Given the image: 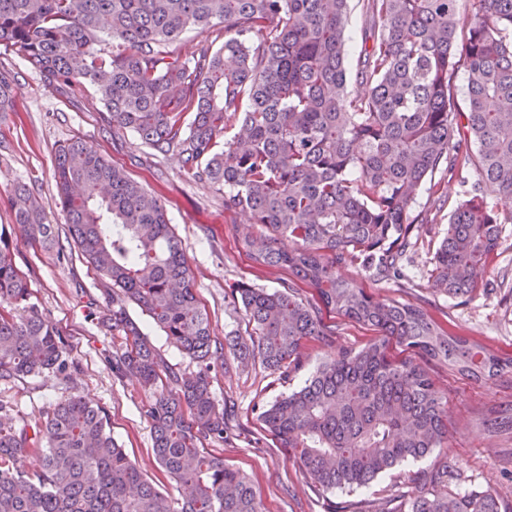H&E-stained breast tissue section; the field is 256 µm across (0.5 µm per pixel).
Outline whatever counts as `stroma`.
Returning <instances> with one entry per match:
<instances>
[{"label":"stroma","mask_w":512,"mask_h":512,"mask_svg":"<svg viewBox=\"0 0 512 512\" xmlns=\"http://www.w3.org/2000/svg\"><path fill=\"white\" fill-rule=\"evenodd\" d=\"M0 71L15 77L13 105L0 112V225L10 227L15 263L30 284L34 303L67 336L73 361L64 375L50 373L0 384V400L34 421L46 418L62 398L84 397L106 412L113 437L143 475L169 499H180V489L162 476L152 452V426L143 411L146 393L134 377L119 379L112 374V355L125 348L126 340L106 320L108 282L81 257L58 204L54 166L59 146L82 139L161 199L217 343L249 329L232 298L238 283L274 291L292 276L287 269L252 261L240 247L238 235L249 215L226 211L222 190L185 177L177 153H156L136 133L110 127L92 86H46L38 72L11 54H0ZM477 180L473 168L463 177L442 180L448 199L440 209L428 187L419 190L414 209L428 213L431 222L414 231L415 245L403 258L409 285L393 277H373L357 264L343 266L342 272L375 298L416 304L448 333L512 355V223L504 225V242L491 256L484 282L471 297L451 298L434 285L432 259L453 206ZM19 183L30 188L48 222L55 224L58 248L47 250L30 243L25 229L15 224L6 198ZM128 313L173 371L193 370V363L139 307L129 305ZM320 317L322 337L304 343L301 367L288 379L257 361L241 365L229 351H222L211 371V387L224 410L225 434L223 441L209 443L208 448L222 455L227 466L248 475L264 512H339L346 506L358 512L364 503L371 512H383L388 496L404 499L410 494L408 473L432 466L435 457L403 464L350 492L322 491L289 461L258 418L261 407L303 386L337 348L357 351L380 337L376 329L335 313L324 310ZM427 369L448 395V451L464 471L465 488H495L512 512V440L489 435L481 425L489 411L512 402V374L485 383L442 363H428Z\"/></svg>","instance_id":"obj_1"}]
</instances>
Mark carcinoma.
Returning a JSON list of instances; mask_svg holds the SVG:
<instances>
[{
  "label": "carcinoma",
  "instance_id": "obj_1",
  "mask_svg": "<svg viewBox=\"0 0 512 512\" xmlns=\"http://www.w3.org/2000/svg\"><path fill=\"white\" fill-rule=\"evenodd\" d=\"M349 2L0 0V47L52 87H94L112 125L159 154L177 152L187 178L225 189L224 210L250 214L240 240L255 262L287 269L324 308L381 332L359 351L338 349L303 387L259 413L315 486L352 491L437 451L445 461L410 473L411 495L389 512H501L495 492L457 490L448 396L423 362L491 381L512 368V356L449 334L415 304L370 296L339 268L358 263L403 277L412 232L429 223L413 213L418 191L438 171L474 166L480 181L457 203L433 264L449 296L477 288L505 223L481 183L512 198V0H367L360 95L348 92ZM191 30L206 38L184 59L176 43ZM460 56L468 64L464 112L450 88ZM55 179L72 240L112 285L109 320L127 340L112 354V372L139 376L153 453L183 495L173 502L145 479L103 409L81 397L38 421L0 400V512H262L249 479L203 447L224 440V409L210 385L220 347L165 206L80 139L58 149ZM9 202L16 223L52 248L55 225L26 185ZM253 225L264 229L258 238ZM13 255L1 226L0 381L62 374L69 343L30 302ZM232 295L251 330L229 339V350L288 378L304 342L323 335L318 308L292 285L270 292L241 283ZM129 304L196 369L174 372ZM392 344L411 355L393 357ZM485 431L512 437V407ZM27 453L41 459L33 475L15 468Z\"/></svg>",
  "mask_w": 512,
  "mask_h": 512
}]
</instances>
